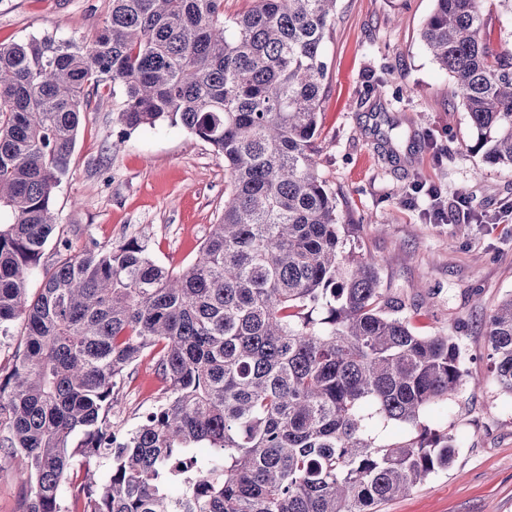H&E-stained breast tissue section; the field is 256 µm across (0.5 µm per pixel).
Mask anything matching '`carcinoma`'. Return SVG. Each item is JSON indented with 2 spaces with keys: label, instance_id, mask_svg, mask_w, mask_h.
<instances>
[{
  "label": "carcinoma",
  "instance_id": "cac0c4a2",
  "mask_svg": "<svg viewBox=\"0 0 512 512\" xmlns=\"http://www.w3.org/2000/svg\"><path fill=\"white\" fill-rule=\"evenodd\" d=\"M251 2L228 23L224 0H112L89 43L0 44V340L25 332L0 370V449L26 461L23 512H65L67 483L84 512H379L458 454L430 417L469 383L458 342L413 329L347 248L355 225L316 171L338 0ZM480 2L435 0L421 40L453 78L470 150L512 169V51L484 37ZM109 80L118 141L175 124L224 159L223 213L181 270L136 239L56 234L80 114ZM487 341L512 395V294ZM146 353L166 396L119 436L116 389ZM390 426L403 436L383 439ZM197 448L213 457L177 494L174 464ZM104 462L98 484L70 478Z\"/></svg>",
  "mask_w": 512,
  "mask_h": 512
}]
</instances>
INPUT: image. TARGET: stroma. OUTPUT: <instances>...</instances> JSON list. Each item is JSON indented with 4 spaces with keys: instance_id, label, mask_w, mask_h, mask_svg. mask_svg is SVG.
<instances>
[{
    "instance_id": "1",
    "label": "stroma",
    "mask_w": 512,
    "mask_h": 512,
    "mask_svg": "<svg viewBox=\"0 0 512 512\" xmlns=\"http://www.w3.org/2000/svg\"><path fill=\"white\" fill-rule=\"evenodd\" d=\"M434 0H339L327 35V65L317 140V172L335 193L350 243L375 261L381 287L409 306L421 333L456 337L480 389H463L438 408L459 439L453 464L381 512H512V396L487 372L485 320L512 293V170L471 151L468 115L452 78L433 61L420 30ZM112 0H0V42L50 34L90 41ZM384 84L383 95L373 88ZM111 89L82 113L69 173L54 201L61 232L120 245L135 238L158 264L195 259L224 208L228 175L212 147L178 126L143 128L118 142ZM399 138L388 156L380 134ZM438 187L448 204L472 199L459 224L435 222L427 197ZM151 356L121 386L115 429L139 424L161 397ZM28 490L22 459L0 461V512H23Z\"/></svg>"
}]
</instances>
